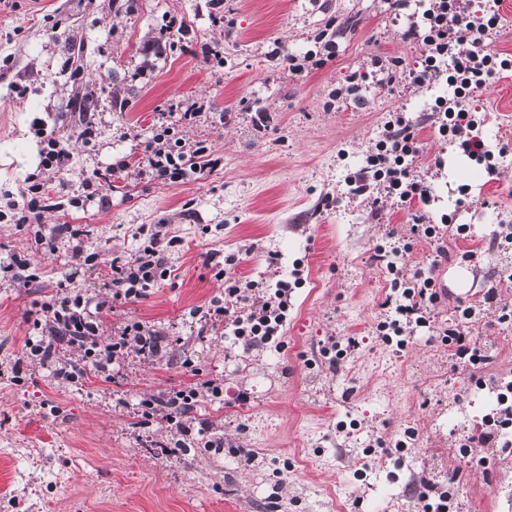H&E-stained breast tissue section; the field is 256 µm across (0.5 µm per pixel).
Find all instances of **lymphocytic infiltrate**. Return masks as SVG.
<instances>
[{
	"label": "lymphocytic infiltrate",
	"instance_id": "obj_1",
	"mask_svg": "<svg viewBox=\"0 0 512 512\" xmlns=\"http://www.w3.org/2000/svg\"><path fill=\"white\" fill-rule=\"evenodd\" d=\"M419 6L421 13L411 20L405 36L422 47L421 69L400 70L386 57L372 59L371 65L390 84L405 79L418 86L429 74L446 77L452 96L439 117L440 136L456 142L471 158L492 162L493 153L476 133L479 122L470 99L473 91L490 79L512 71V57L488 47L492 33L501 22L499 0H419ZM418 149L415 125L401 115H391L382 142L364 166L347 175L346 184L352 195L372 200L384 196L393 199L397 206L410 209L413 234L439 242L443 235L428 216L434 201L433 186L413 175L408 163ZM139 164L152 179L175 183L200 176L205 169L215 167L216 161L205 142L188 144L177 140L173 124L163 122L146 141ZM135 237L141 242L135 253L115 255L106 261L107 299L98 301L61 287L54 298L40 304L33 321L35 334L25 342L24 355L29 364L47 366L56 343L64 341L79 348L90 371L108 379L114 363L124 355L129 344H136L147 355L161 350L164 336L139 320H126L115 336L105 339L99 334L98 315L102 310L137 303L151 288L171 276L169 253L179 246V238L143 226L137 229ZM402 255V248L395 244L378 250L379 258L386 261L391 292L383 303L388 315L378 322L376 329L384 340H395L400 348L408 337L429 324L432 312L441 301L433 265L408 270L397 263ZM232 262L228 256L212 265L216 278L225 281L224 295L211 301L202 313L203 321L225 326L237 340L264 343L277 340L288 316V281L225 278L224 268ZM457 311L461 323L444 329L442 341L453 347L455 356L464 364L478 367L485 363L486 356L479 347L467 342L460 329L461 324L475 322L476 311L470 305L458 306ZM223 392L222 384L210 379L197 387L168 391L143 399L140 418L147 424L163 417L171 428L184 435L189 431L185 418L199 397L218 399Z\"/></svg>",
	"mask_w": 512,
	"mask_h": 512
}]
</instances>
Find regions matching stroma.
Masks as SVG:
<instances>
[{"mask_svg":"<svg viewBox=\"0 0 512 512\" xmlns=\"http://www.w3.org/2000/svg\"><path fill=\"white\" fill-rule=\"evenodd\" d=\"M173 17L185 33L160 58L144 59L143 45ZM408 23L387 0H0V210L21 203L30 175L59 188L62 201L27 224L0 220V258L24 254L38 276L28 287L0 281V512H254L259 496L272 512H417L403 492L410 483L446 493L448 512H512V449L483 448L475 461L463 448L495 408L497 383L512 375V323L483 306L491 287L512 305V285L500 277L512 253L490 245L512 226V76L472 94L497 166L491 174L438 141L433 91L377 82L374 57L418 68L420 48L403 36ZM324 30L335 56L289 73L288 55L322 52ZM205 42L220 58L203 61ZM78 43L87 58L74 81ZM146 62L152 70L139 77ZM355 72L360 100L326 108L329 92ZM80 91L94 98L86 118L97 135L73 147L64 172L43 169L33 126L68 138ZM195 102L205 112L175 133L206 142L217 168L172 184L140 173L159 114ZM393 112L419 127L412 167L433 180L432 216L469 227L468 237L446 240L439 277L447 298L399 352L375 333L390 277L374 249L388 236L409 237L410 213L349 198L345 184ZM122 155L131 166L113 180L109 207L68 205L90 171ZM58 224L81 226L88 254L98 246L134 253L142 225L181 237L170 279L99 315L104 337L130 317L154 326L168 339L163 352L129 348L111 379L91 374L76 384L23 363L28 313L60 281L106 293L105 264L74 258L68 235L52 254L36 245ZM213 253L237 255L232 275L243 280L301 271L280 344H232L193 322V311L224 295L206 265ZM460 303L482 311L469 337L489 361L476 371L438 338ZM334 341L343 356L324 354ZM186 359L195 372L182 368ZM200 379L224 385L222 399L200 400L193 412L223 449L194 441L176 451L165 420L139 425L142 399ZM29 448L47 454L34 465Z\"/></svg>","mask_w":512,"mask_h":512,"instance_id":"stroma-1","label":"stroma"}]
</instances>
